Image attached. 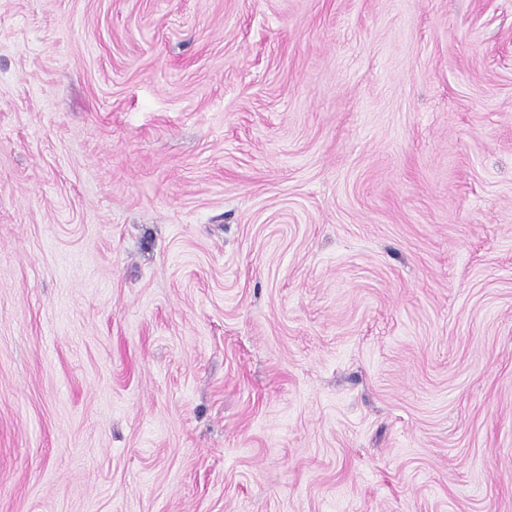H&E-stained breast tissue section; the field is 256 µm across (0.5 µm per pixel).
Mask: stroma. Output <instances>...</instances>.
Wrapping results in <instances>:
<instances>
[{"mask_svg":"<svg viewBox=\"0 0 512 512\" xmlns=\"http://www.w3.org/2000/svg\"><path fill=\"white\" fill-rule=\"evenodd\" d=\"M0 512H512V0H0Z\"/></svg>","mask_w":512,"mask_h":512,"instance_id":"stroma-1","label":"stroma"}]
</instances>
